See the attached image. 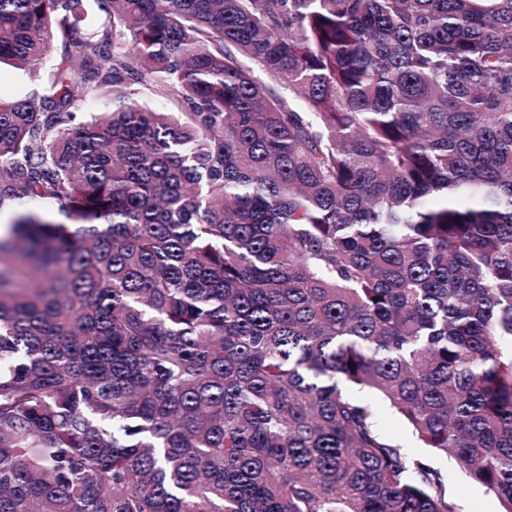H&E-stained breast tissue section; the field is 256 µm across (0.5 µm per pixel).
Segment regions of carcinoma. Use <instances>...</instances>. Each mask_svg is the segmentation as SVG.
<instances>
[{"label":"carcinoma","instance_id":"carcinoma-1","mask_svg":"<svg viewBox=\"0 0 512 512\" xmlns=\"http://www.w3.org/2000/svg\"><path fill=\"white\" fill-rule=\"evenodd\" d=\"M54 47L0 512H460L382 409L512 512V0H0V64Z\"/></svg>","mask_w":512,"mask_h":512}]
</instances>
